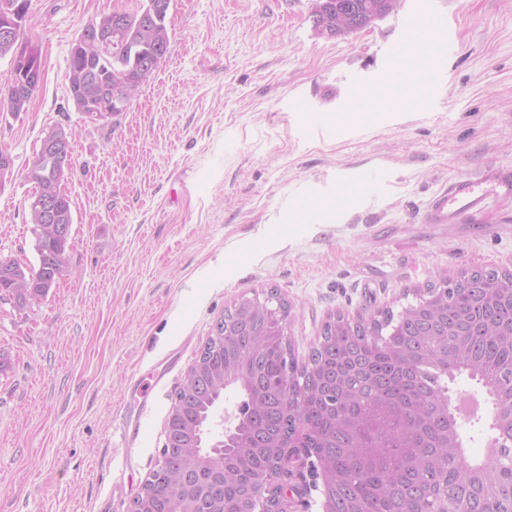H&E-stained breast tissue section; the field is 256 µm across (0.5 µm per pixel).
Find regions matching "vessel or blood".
I'll list each match as a JSON object with an SVG mask.
<instances>
[{"label":"vessel or blood","mask_w":512,"mask_h":512,"mask_svg":"<svg viewBox=\"0 0 512 512\" xmlns=\"http://www.w3.org/2000/svg\"><path fill=\"white\" fill-rule=\"evenodd\" d=\"M413 48L417 49L422 62L429 64V79L442 82V72L433 69L431 63L450 54L453 45L441 33L434 40L420 42L416 47L408 41L395 44L387 55L386 68L372 76L367 84L368 89L381 88L387 79L389 68L395 67ZM493 196L512 198V169L490 166L479 178H457L450 181L429 201L424 219L429 224H457L465 219L477 218L484 214L487 201Z\"/></svg>","instance_id":"obj_1"}]
</instances>
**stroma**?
<instances>
[{
  "instance_id": "1",
  "label": "stroma",
  "mask_w": 512,
  "mask_h": 512,
  "mask_svg": "<svg viewBox=\"0 0 512 512\" xmlns=\"http://www.w3.org/2000/svg\"><path fill=\"white\" fill-rule=\"evenodd\" d=\"M315 0H171L168 52L127 109L90 121L68 91L95 17L147 0H29L42 80L0 112L13 175L0 185V258L35 264L26 173L46 134L71 135L69 264L47 298L0 299V512H130L161 458L175 391L233 300L277 289L307 354L330 315L401 311L415 290L512 271V199L480 223L428 224L449 180L512 167V0H400L338 37ZM427 9L456 42L431 95L408 62L372 110L363 85ZM148 382L147 396L132 392ZM139 421L128 447L123 414ZM286 512H322L300 463Z\"/></svg>"
}]
</instances>
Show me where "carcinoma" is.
Segmentation results:
<instances>
[{"instance_id": "obj_1", "label": "carcinoma", "mask_w": 512, "mask_h": 512, "mask_svg": "<svg viewBox=\"0 0 512 512\" xmlns=\"http://www.w3.org/2000/svg\"><path fill=\"white\" fill-rule=\"evenodd\" d=\"M144 23L127 15V40L94 60L70 56L69 87L86 89L94 108L101 96L123 101L139 85H129L154 53L169 45L165 18ZM388 0H329V37L362 30L389 14ZM31 97L16 95L13 81L0 87V111H27ZM65 164L49 168L35 154L28 178L39 195L60 189L68 179L72 150ZM37 262L0 259V288L26 284L30 300L46 298L66 270L69 243H59L41 227L37 208L29 207ZM512 282L508 271L472 270L466 284L430 285L428 296L400 315L381 312L356 325L351 336L336 333L329 320L300 364L279 347L250 344L229 336L224 346L207 348L208 365L195 383L177 390L169 415L161 460L150 473L149 506L168 512L184 498L192 512H219L228 501L241 508L263 505L275 485L273 474L288 465L286 449L274 447L300 436L304 456L326 484L332 512H512ZM394 341L371 346L383 331ZM240 362L245 375L232 386L242 399L246 421L238 442L217 448L219 458L204 468L186 465L195 429L211 412V377L224 365ZM466 376L495 397L484 412H470L451 395L450 384ZM487 423L485 449L469 456L462 424Z\"/></svg>"}]
</instances>
